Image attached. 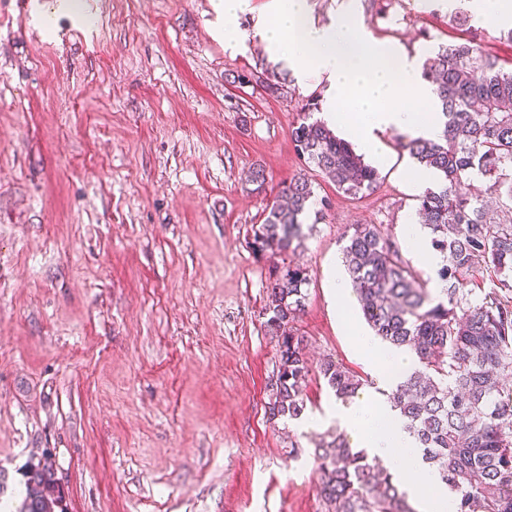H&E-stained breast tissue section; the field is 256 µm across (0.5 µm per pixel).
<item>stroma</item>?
Segmentation results:
<instances>
[{"label": "stroma", "mask_w": 512, "mask_h": 512, "mask_svg": "<svg viewBox=\"0 0 512 512\" xmlns=\"http://www.w3.org/2000/svg\"><path fill=\"white\" fill-rule=\"evenodd\" d=\"M0 0V493L51 453L67 512H324L310 427L335 402L307 385L301 420L269 421L276 347L263 323L273 259L249 247L283 183L311 179L331 206L290 263L311 275L297 327L311 363L333 358L368 383L378 353L359 304L341 308V236L377 224L429 287L409 243L424 192L417 163L377 136L379 188L351 200L305 168L291 140L327 84L266 95L231 84L267 61L227 47L212 0ZM356 0L373 39L422 63L477 39L512 69L500 29L452 25L439 0ZM265 192L245 181L253 165Z\"/></svg>", "instance_id": "obj_1"}]
</instances>
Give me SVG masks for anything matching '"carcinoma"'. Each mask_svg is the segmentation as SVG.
<instances>
[{"label": "carcinoma", "mask_w": 512, "mask_h": 512, "mask_svg": "<svg viewBox=\"0 0 512 512\" xmlns=\"http://www.w3.org/2000/svg\"><path fill=\"white\" fill-rule=\"evenodd\" d=\"M435 85L442 115L441 138H398L438 184L419 197L418 211L432 245L445 263L446 284L435 297L399 259L398 248L375 224H354L344 236L345 268L362 315L391 350H409L414 364L387 394L415 440L422 464L456 496V512H512V301L495 290L480 302L464 285L479 272L512 291V70L472 40L440 45L422 64ZM287 74L267 66L236 73L231 83L255 84L268 95L284 90ZM318 103L306 101L291 130L306 166L354 199L378 186L377 169L314 117ZM266 206L252 227L250 248L261 257L300 249L304 219L323 218L327 198H315L301 174ZM309 271L299 265L275 270L265 305L264 330L276 342V374L266 407L269 420H298L306 409L305 387L316 372L335 398L346 401L363 386L341 363L326 358L312 367L304 337L294 326L304 310ZM325 512H413L390 474L380 475L365 452L341 432L314 448ZM27 494L18 512H67L44 453L26 471Z\"/></svg>", "instance_id": "obj_1"}]
</instances>
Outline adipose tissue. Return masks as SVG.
<instances>
[{"mask_svg":"<svg viewBox=\"0 0 512 512\" xmlns=\"http://www.w3.org/2000/svg\"><path fill=\"white\" fill-rule=\"evenodd\" d=\"M252 0H213L217 31L230 46L259 40L271 58L287 63L297 83L310 77L328 83L321 103L322 117L340 125L345 136L377 154L376 132L403 130L415 137L438 138L442 126L431 119L438 101L433 85L402 48L371 40L354 4L344 5L327 24L313 20L308 0H267L265 18L242 28L240 18L251 13ZM444 9L467 10L487 25H512V0H441ZM356 119L341 122L342 107ZM333 418L351 435L356 447L388 461L415 456L413 438L387 403L374 404L359 396L338 402Z\"/></svg>","mask_w":512,"mask_h":512,"instance_id":"ef3b65f1","label":"adipose tissue"}]
</instances>
